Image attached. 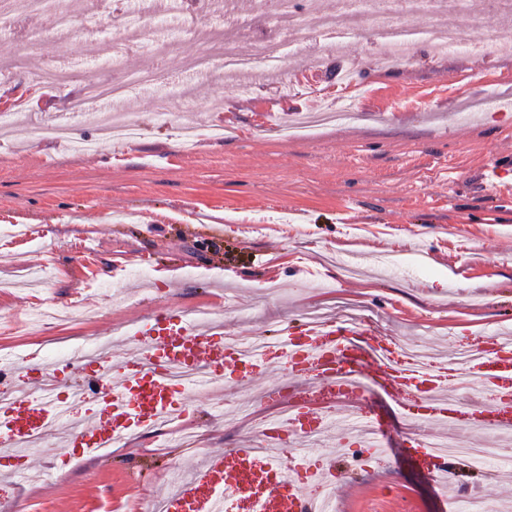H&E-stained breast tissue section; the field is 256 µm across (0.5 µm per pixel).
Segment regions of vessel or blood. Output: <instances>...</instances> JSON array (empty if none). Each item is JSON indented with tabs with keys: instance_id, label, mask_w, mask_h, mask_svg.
Masks as SVG:
<instances>
[{
	"instance_id": "obj_1",
	"label": "vessel or blood",
	"mask_w": 512,
	"mask_h": 512,
	"mask_svg": "<svg viewBox=\"0 0 512 512\" xmlns=\"http://www.w3.org/2000/svg\"><path fill=\"white\" fill-rule=\"evenodd\" d=\"M134 345L118 357L101 356L78 363L80 376L68 381L65 366L30 364L13 368L10 398L0 406V446L9 449L15 474L30 467L27 447L46 445L58 428L66 445L82 455L163 421L186 416L183 390L169 380L173 370L193 368L206 382L250 383L275 378L271 395L287 390L289 417L262 421L255 441L208 453L204 463L166 496L162 512H225L229 501L249 500L250 512H305L311 491L334 488L342 461L318 457L307 444L335 431L348 443L354 434L368 435L371 447L383 444L389 423L367 406L359 377L365 356L375 358L374 379L400 402L426 410L423 429L406 439L409 461L436 484L457 473L458 463L443 454V437L429 434L434 425L449 430L512 429V337L487 334L478 355L460 365L455 360L417 363L403 358L394 337L372 333L349 322H327L321 328L287 327L279 344L249 357V367L233 369L241 349L222 326L191 324L185 312L164 309L133 323ZM489 392L486 402L460 397V390ZM85 406L73 419V406Z\"/></svg>"
}]
</instances>
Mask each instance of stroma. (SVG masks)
Masks as SVG:
<instances>
[{"mask_svg":"<svg viewBox=\"0 0 512 512\" xmlns=\"http://www.w3.org/2000/svg\"><path fill=\"white\" fill-rule=\"evenodd\" d=\"M140 2L102 13L67 0L70 32L57 33L45 9L26 20L42 44L0 37V94L12 99L0 108V361L51 362L64 346L130 336L134 319L166 306L188 312L210 294L224 299L225 335L241 340L341 302L434 359L490 331L512 336V187L470 178L493 159L512 167V40L498 42L491 63L479 45L439 54L422 43L408 63L387 67L367 20L341 14L340 0H318L349 32L339 47L316 43L307 9L282 66L197 75L188 57L223 42V22H188L151 0L175 34L157 40L146 22L128 24ZM244 17L236 46L248 55L275 36V20L262 0H248ZM116 40L126 44L117 56ZM348 62L370 75L349 101L336 93ZM49 63L64 82L30 98L24 70ZM161 63L182 77L193 111L144 84L115 102L138 123L135 141L101 140L83 118L70 120L71 141L38 134L86 78L149 75ZM292 73L315 79L324 106L352 120L311 139L288 136L289 121L309 109L306 95L275 94ZM85 243L98 249L93 285L82 274ZM394 252L406 261L424 253L428 274L380 265ZM234 389L187 391L192 412L168 424L177 443L166 449L136 436L81 457L58 443L33 456L25 476L0 472V512H158L206 453L253 438L266 386L245 390L248 411L229 430ZM407 431L396 422L384 458L343 469L350 487L338 512H441L427 477L403 461ZM460 466L467 474L449 485L452 501L471 496L486 512H512V458Z\"/></svg>","mask_w":512,"mask_h":512,"instance_id":"1","label":"stroma"}]
</instances>
